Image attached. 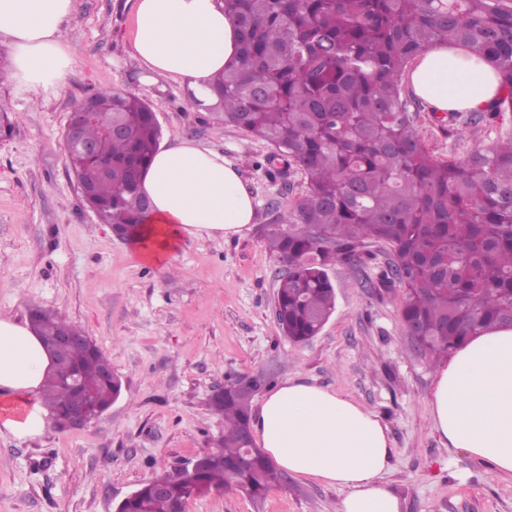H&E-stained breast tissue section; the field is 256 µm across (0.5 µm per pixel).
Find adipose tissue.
<instances>
[{
    "instance_id": "obj_1",
    "label": "adipose tissue",
    "mask_w": 512,
    "mask_h": 512,
    "mask_svg": "<svg viewBox=\"0 0 512 512\" xmlns=\"http://www.w3.org/2000/svg\"><path fill=\"white\" fill-rule=\"evenodd\" d=\"M73 0H0V38L17 89L59 86L75 61L60 39ZM240 32L219 0H134L132 57L148 78L188 83L206 100L214 76L239 54ZM406 82L434 112H481L500 93L495 71L467 49L440 43L417 56ZM142 189L153 211L134 244L141 262L161 264L186 236L231 238L254 217L239 170L218 151L184 141L160 147ZM53 362L36 334L0 318V431L36 437L46 427L41 385ZM440 443L494 472L512 474V327L475 336L436 371L429 397ZM281 471L343 490L336 512H401L382 482L391 468L387 426L357 401L288 379L259 403L252 421Z\"/></svg>"
}]
</instances>
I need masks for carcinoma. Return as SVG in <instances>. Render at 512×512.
Segmentation results:
<instances>
[{"instance_id": "1", "label": "carcinoma", "mask_w": 512, "mask_h": 512, "mask_svg": "<svg viewBox=\"0 0 512 512\" xmlns=\"http://www.w3.org/2000/svg\"><path fill=\"white\" fill-rule=\"evenodd\" d=\"M240 30L238 58L212 84L214 119L272 149L267 162L295 166L304 190L276 218L269 250L288 266L276 291V318L294 343L318 335L335 310L327 267L363 265L368 241L394 253L381 284L401 291L400 319L419 326L426 354L448 357L469 338L512 320V133L475 147L464 159L431 155L401 97L403 74L422 51L458 44L483 57L503 95L486 120L512 112V0H222ZM101 121L82 129L99 156H68L87 204L132 238L148 219L141 177L161 127L134 94L102 89L87 98ZM112 122L126 133L107 138ZM31 327L61 364L41 389L53 418L91 402L105 407L121 381L93 342L57 349L69 328L50 311H30ZM211 411L224 441L195 472L163 475L121 505L122 512H178L191 496L236 488L262 499L282 475L257 451L246 455L250 400L224 385Z\"/></svg>"}]
</instances>
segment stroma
<instances>
[{
  "mask_svg": "<svg viewBox=\"0 0 512 512\" xmlns=\"http://www.w3.org/2000/svg\"><path fill=\"white\" fill-rule=\"evenodd\" d=\"M133 0H76L62 32L75 53L64 84L21 91L0 82L15 113L0 140V317L29 321L31 308L82 329L112 363L122 393L85 427L0 435V512H115L143 482L215 449L224 428L208 408L215 388L244 375L272 384L313 383L351 397L389 429L392 467L382 479L402 512H512V477L456 448L431 427L436 360L417 351L399 317L400 293L380 279L389 245L368 243L369 263L333 264L336 310L318 336L295 343L275 317L284 271L267 248L274 208L304 189L296 168H267L270 146L214 120L189 87L145 81L131 58ZM109 88L145 100L161 144L183 140L224 154L240 169L254 219L229 239L184 237L169 263L140 262L86 207L63 134L75 104ZM416 126L434 156L467 155L501 125L456 120L417 101ZM337 488L285 475L262 502L233 490L191 497L186 512H336Z\"/></svg>",
  "mask_w": 512,
  "mask_h": 512,
  "instance_id": "stroma-1",
  "label": "stroma"
}]
</instances>
